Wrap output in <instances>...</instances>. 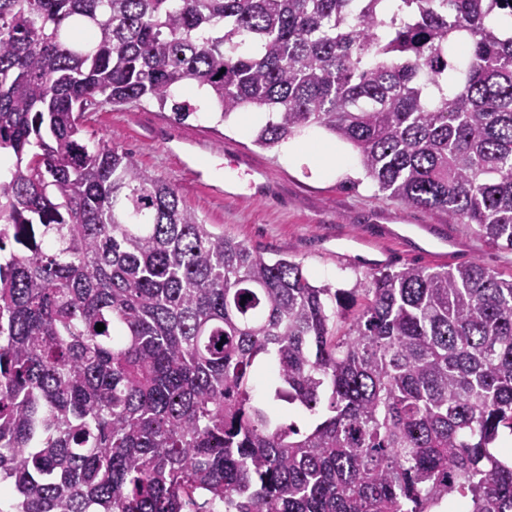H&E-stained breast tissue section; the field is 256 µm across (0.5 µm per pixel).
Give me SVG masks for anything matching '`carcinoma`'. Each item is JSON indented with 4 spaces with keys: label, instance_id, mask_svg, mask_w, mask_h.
I'll list each match as a JSON object with an SVG mask.
<instances>
[{
    "label": "carcinoma",
    "instance_id": "1",
    "mask_svg": "<svg viewBox=\"0 0 512 512\" xmlns=\"http://www.w3.org/2000/svg\"><path fill=\"white\" fill-rule=\"evenodd\" d=\"M191 83L512 249L504 0H0V512H512V280L317 286L84 142Z\"/></svg>",
    "mask_w": 512,
    "mask_h": 512
}]
</instances>
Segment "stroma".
<instances>
[{"mask_svg": "<svg viewBox=\"0 0 512 512\" xmlns=\"http://www.w3.org/2000/svg\"><path fill=\"white\" fill-rule=\"evenodd\" d=\"M174 102L191 113L176 120L171 105L146 100L82 113V135L111 139L135 165L172 185L182 204L213 230L265 257L300 263L316 284L352 287L379 269L455 268L480 262L512 278V251L489 246L442 212L413 208L378 190L351 146L319 127L303 131L342 147L348 166L328 177L289 161L281 147L255 143L257 128L240 115L219 121L206 93L178 88Z\"/></svg>", "mask_w": 512, "mask_h": 512, "instance_id": "obj_1", "label": "stroma"}]
</instances>
